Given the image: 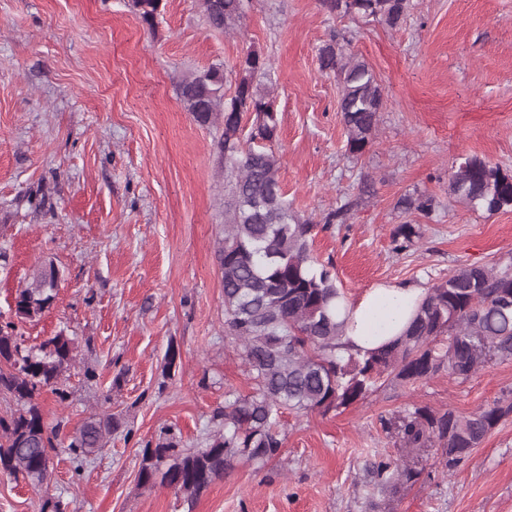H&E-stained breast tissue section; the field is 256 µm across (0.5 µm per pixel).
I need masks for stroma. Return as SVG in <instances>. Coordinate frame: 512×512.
<instances>
[{"instance_id":"obj_1","label":"stroma","mask_w":512,"mask_h":512,"mask_svg":"<svg viewBox=\"0 0 512 512\" xmlns=\"http://www.w3.org/2000/svg\"><path fill=\"white\" fill-rule=\"evenodd\" d=\"M156 30L129 0H0V319L41 265L59 270L57 298L18 326L28 344L76 337L68 399L44 391L48 424L73 431L103 401L123 426L75 469L57 449L47 482L0 472V512H512V415L453 469L425 455L390 498L373 488L379 456H399L388 420L412 404L462 415L512 399V359L470 378L386 384L326 414H288L278 461L239 465L195 502L138 483L146 441L173 431L200 448L226 387L247 392L224 333L218 251L224 161L217 126L199 125L177 88L195 69L232 67L254 47L272 66L280 118L270 148L293 210L322 216L345 202L348 223L319 233L338 285L357 299L381 280L431 286L465 264L512 269V210L491 214L448 195L452 167L477 157L512 171V0H409L389 28L321 0H247L239 34L207 25L200 0H163ZM365 61L386 105L376 136L349 156L339 84L321 71L331 38ZM435 199L429 216L397 209ZM417 234L396 250L403 223ZM179 351L165 372L168 347ZM94 380H86L85 369ZM398 209L404 213H418L427 216L434 208V199L424 194L414 196H405L398 200L396 204Z\"/></svg>"}]
</instances>
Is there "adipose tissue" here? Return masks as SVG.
I'll return each instance as SVG.
<instances>
[{"mask_svg": "<svg viewBox=\"0 0 512 512\" xmlns=\"http://www.w3.org/2000/svg\"><path fill=\"white\" fill-rule=\"evenodd\" d=\"M425 294L424 286L388 281L339 304L337 318L345 323L343 342L364 354L395 341L409 327Z\"/></svg>", "mask_w": 512, "mask_h": 512, "instance_id": "ef3b65f1", "label": "adipose tissue"}]
</instances>
